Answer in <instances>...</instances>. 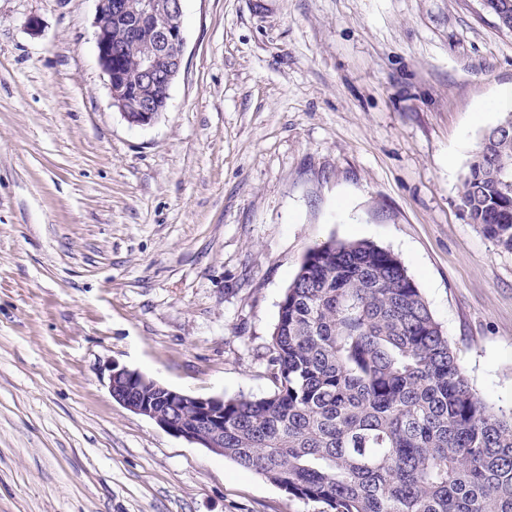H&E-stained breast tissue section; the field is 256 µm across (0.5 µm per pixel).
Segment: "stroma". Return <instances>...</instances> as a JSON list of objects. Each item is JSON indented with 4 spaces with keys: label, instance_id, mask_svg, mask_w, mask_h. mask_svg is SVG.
I'll use <instances>...</instances> for the list:
<instances>
[{
    "label": "stroma",
    "instance_id": "35a3bbf8",
    "mask_svg": "<svg viewBox=\"0 0 512 512\" xmlns=\"http://www.w3.org/2000/svg\"><path fill=\"white\" fill-rule=\"evenodd\" d=\"M183 7L167 110L136 127L96 0H0V512H319L107 378L271 394L279 304L332 237L398 255L477 392L512 408V252L459 199L512 36L479 0Z\"/></svg>",
    "mask_w": 512,
    "mask_h": 512
}]
</instances>
